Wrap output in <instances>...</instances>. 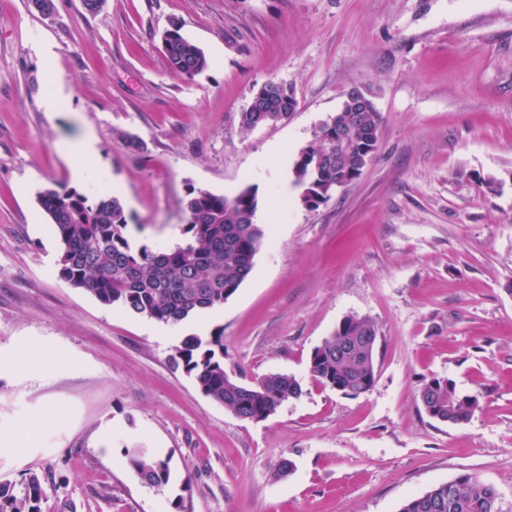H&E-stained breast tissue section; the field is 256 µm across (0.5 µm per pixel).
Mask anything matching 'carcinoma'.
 <instances>
[{
    "mask_svg": "<svg viewBox=\"0 0 512 512\" xmlns=\"http://www.w3.org/2000/svg\"><path fill=\"white\" fill-rule=\"evenodd\" d=\"M164 51L170 69L192 76L208 67L196 45L172 25L164 34ZM257 106L241 113V126L251 131L275 124L278 116L296 108L295 97L282 89L262 88ZM347 123L352 148L336 155V128L330 122ZM380 115L373 105L357 110L344 99L338 116L323 121L313 139L298 152L292 168L294 183L311 188L318 198L301 196L306 208L327 202L336 193V183H351L369 163L361 143L367 131L379 129ZM38 202L50 218L59 243V275L69 285L93 295L107 306L166 325H178L198 313H217L251 274L266 230L254 222L258 208L255 189L248 186L233 195L194 189L184 206L183 242L151 249L132 247L128 223L120 198L109 195L91 203L74 190L46 188ZM376 336L374 323L348 315L331 336L317 346L309 360V373L320 384L338 385L345 394L358 396L374 385L375 356L342 355L351 336ZM171 364L190 375L199 390L213 401L250 420L270 417L290 399L302 395L300 381L286 373H270L250 384L233 380L224 370V337L187 336L174 348ZM420 401L452 421H469L475 406L461 398L449 379L432 378L424 383ZM139 480L162 486L170 480L168 460L158 459L140 448L126 452ZM496 489L482 486L471 475H461L450 485L436 484L428 496L408 499L399 512H496L492 498ZM46 497L45 481L29 475L20 485L0 482V512H40Z\"/></svg>",
    "mask_w": 512,
    "mask_h": 512,
    "instance_id": "obj_1",
    "label": "carcinoma"
}]
</instances>
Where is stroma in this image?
Instances as JSON below:
<instances>
[{"instance_id": "obj_1", "label": "stroma", "mask_w": 512, "mask_h": 512, "mask_svg": "<svg viewBox=\"0 0 512 512\" xmlns=\"http://www.w3.org/2000/svg\"><path fill=\"white\" fill-rule=\"evenodd\" d=\"M54 4L0 0V357L33 364L0 370V436L48 416L33 448L0 451V481L48 478L40 512H399L469 473L512 512V0ZM175 23L202 72L170 70ZM271 81L295 111L243 131ZM355 86L381 116L378 149L307 209L293 162ZM85 130L97 152L78 164L57 144ZM248 185L270 230L250 276L172 332L62 280L37 201L60 186L115 194L131 244L158 248L181 241L190 189ZM350 314L379 334L375 383L355 397L308 373ZM219 334L229 375L292 374L302 396L260 422L204 396L169 357ZM49 350L61 360L45 367ZM434 377L478 397L468 422L426 414ZM134 447L168 460L167 486L139 481ZM283 459L296 469L280 479Z\"/></svg>"}]
</instances>
